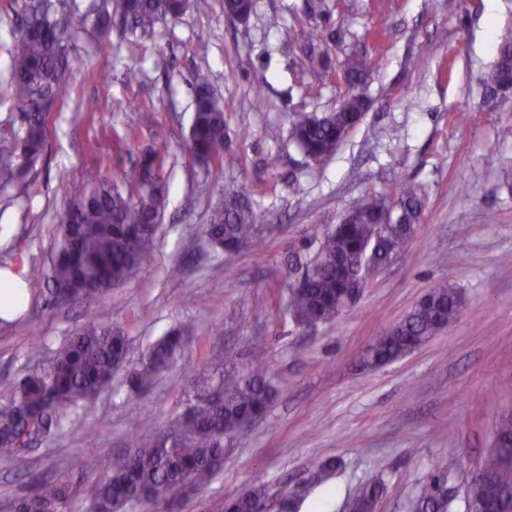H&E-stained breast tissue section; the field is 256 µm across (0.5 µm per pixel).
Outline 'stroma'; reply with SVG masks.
I'll return each instance as SVG.
<instances>
[{
	"mask_svg": "<svg viewBox=\"0 0 512 512\" xmlns=\"http://www.w3.org/2000/svg\"><path fill=\"white\" fill-rule=\"evenodd\" d=\"M26 0H0V122L22 112L10 86L14 33ZM342 25L323 42L330 61L312 72L290 45L294 27ZM512 28V0H254L247 23L224 15V0H202L180 21L162 19L150 39L86 29L67 43L70 96L48 114V147L26 181L0 196V269L50 271L66 196L117 173H133L139 152L165 140L169 185L154 256L102 301L54 303L30 296L17 320L0 323V392L96 317L129 338L125 368L82 413L84 428L0 461V512L44 480L66 475L77 454L108 471L149 421L159 430L180 415L185 371L223 367L233 348L246 372L270 367L276 395L261 421L227 437L224 468L163 512H224V501L254 480L266 485L264 512H280L309 484L297 512H346L379 468L387 490L377 512H405L409 495L434 469L465 479L491 443L495 418L512 408V94L484 86L500 35ZM109 38L112 50L96 46ZM352 53L373 69L369 110L336 152L319 161L287 135L290 113L336 110L347 89L341 66ZM199 69L223 99V175L193 165L186 149ZM94 104L87 113L83 104ZM282 131L267 140L269 126ZM383 131L371 136L373 128ZM135 144H127V130ZM96 154L83 150L86 140ZM419 185L424 206L405 249L372 277L333 321L296 326L276 303L290 242L337 224L372 192ZM467 183L468 195L458 191ZM235 193L260 215L262 254L213 248L201 229L219 194ZM181 266L171 278L172 266ZM463 298L455 322L427 344L376 370L362 351L431 288ZM193 329L176 363L137 398L127 371L179 325ZM338 467L310 485V465Z\"/></svg>",
	"mask_w": 512,
	"mask_h": 512,
	"instance_id": "1",
	"label": "stroma"
}]
</instances>
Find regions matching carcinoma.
Returning a JSON list of instances; mask_svg holds the SVG:
<instances>
[{
  "instance_id": "carcinoma-1",
  "label": "carcinoma",
  "mask_w": 512,
  "mask_h": 512,
  "mask_svg": "<svg viewBox=\"0 0 512 512\" xmlns=\"http://www.w3.org/2000/svg\"><path fill=\"white\" fill-rule=\"evenodd\" d=\"M200 0H118L122 25L151 38L161 16L181 19ZM248 0H224L229 17L249 13ZM102 29L112 27V12L105 4L95 11L72 14L60 21L48 12L33 11L16 30L11 57L13 94L23 104L20 125L10 122L0 130V191L24 182L47 146L46 115L54 101L67 96L63 43L88 22ZM323 33L313 26L294 29L292 42L308 52L310 68L322 65L314 53ZM496 61L485 78L494 88L502 72L512 69V30L501 34ZM372 65L352 54L343 65L348 93L334 112L319 116L295 112L290 137L315 160L334 153L361 121L367 108L364 85ZM194 112L188 138L191 157L207 170L221 174L225 153L224 105L209 89L203 70L191 79ZM169 146L156 140L142 153L135 187L125 188L126 178L101 179L68 198L63 215L72 223L57 224V253L53 268L54 297L59 304L91 298L103 299L122 285L133 270L154 253L165 206L168 184L165 166ZM423 207L418 188L400 182L391 193L374 192L348 209L340 222L321 235L305 237L282 269L288 288L284 313L298 325H316L337 318L347 310L345 302L359 283L364 267L388 263L411 237ZM211 223L204 233L224 250L263 249L258 214L236 199L220 195L211 205ZM462 312L459 293L447 286L428 292L411 312L371 342L364 363L378 368L400 360L445 329ZM183 345L180 331H173L150 347L130 378L140 393L147 392L156 374L168 369ZM123 332L97 320L87 322L70 337L46 365L15 379L0 406V460L16 462L35 443L48 438L52 429L80 425L78 411L112 384L126 359ZM228 368L193 376L197 393L183 414L167 429L139 439L132 453L97 475L93 456L71 459L68 470L82 478L44 481L18 500L14 512H60L74 496H80L87 512H152L161 502L190 487L209 483L224 462V437L244 429L269 410L274 388L263 367L240 373L233 368L235 354L224 353ZM482 475L465 484L464 494L442 493L452 475L442 469L429 473L421 489L407 498L406 512H512V411H504L493 428V446L482 460ZM387 489L385 473L377 469L353 500L354 512H377ZM265 495L264 485L253 484L224 501V512H256Z\"/></svg>"
}]
</instances>
